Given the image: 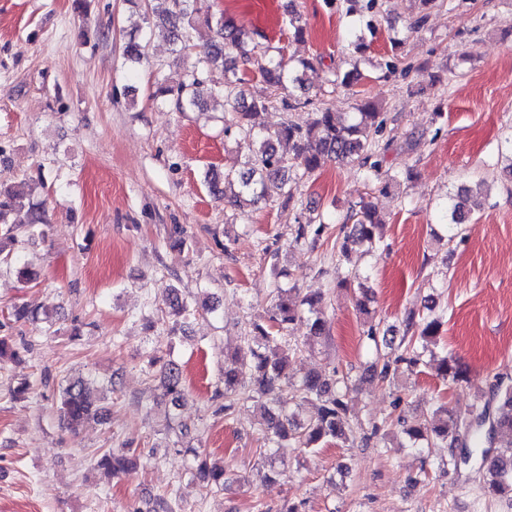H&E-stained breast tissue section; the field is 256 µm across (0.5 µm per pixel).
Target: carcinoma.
I'll return each mask as SVG.
<instances>
[{"instance_id":"1","label":"carcinoma","mask_w":512,"mask_h":512,"mask_svg":"<svg viewBox=\"0 0 512 512\" xmlns=\"http://www.w3.org/2000/svg\"><path fill=\"white\" fill-rule=\"evenodd\" d=\"M201 9V0H148L144 4L142 21L148 26L158 27L166 32V38L173 46V52L181 54L189 42L188 29L192 28L195 15ZM212 36L199 52L196 63L186 79L176 85L164 81L156 83L152 97L163 106H172L179 112L188 109L199 112L207 109L209 101L224 102V112L230 122L224 126V136H233L245 143L248 155L244 171L230 170L219 176L214 170L205 173V181L217 194L219 180L227 184L239 181L240 191L224 196V203L232 207L242 204L256 205L266 193L267 182H278L284 197V206H289L293 190L298 181L311 176L328 161L337 163H358L367 180L385 177L384 185L400 179L398 175H382L381 155L389 143L382 140L387 118L377 104L364 101L354 112L316 113L314 120L305 127L292 122L276 130L258 126L253 118L258 110H264L279 102L288 110L298 102L285 96V91L301 83L299 71L312 66L308 59L285 61L282 57L269 54L265 48L257 54L248 48L251 41L249 32L224 14L213 17ZM283 23L293 38L301 40L306 33L302 16L293 3L285 8ZM146 45L140 40L129 39L123 49V57L129 67V76L135 77L138 67L146 60ZM254 62L266 85V92L247 96L245 78L240 76V65ZM224 70V84L216 85L208 79L212 68ZM288 146V153L279 152V146ZM470 189L462 187L448 195L442 208V221L453 233L448 242H454L462 233L463 225L473 221L469 208ZM25 192L0 188V260L15 264L20 276L31 279L28 263L15 250L18 233L25 228L33 231L44 223L45 210L39 204L24 205L20 202ZM351 221L339 247V255L348 257L356 247L365 246L375 252L383 248L381 233L382 220L371 203L360 199L358 209L347 217ZM294 242L317 244L322 238L328 221L320 217L313 219L298 213L294 216ZM321 298L315 295L299 296L296 285L287 288L279 286L271 310L267 315L253 322L252 334L246 345L236 352L239 367L224 371V389L216 390V396L224 399V416L233 415L239 405L252 399H263L267 403L268 421L265 439L283 456L286 448L312 451L320 442L355 439V431L349 425L350 387L343 379L326 373L309 374L298 384L296 391L302 401L310 404L312 410L303 422H294L293 416L284 415L278 409L279 392L288 384L286 369L290 347L283 344L282 337L273 335V329H283L305 317L312 336L326 335L327 321L320 309ZM166 305L176 316L190 314L188 300L178 290L169 295ZM435 307L428 306L424 312L413 310L405 313L402 320L404 329L398 348L402 352L395 357L385 355L371 366L373 375L387 382L398 371V364L411 368L429 355L426 365L436 377L450 383L464 380L465 371L456 359L446 355L436 356L433 347L439 344L442 316L434 314ZM4 318L14 322L34 321L38 316L25 306L15 304L7 310ZM160 386L165 395L178 401L184 395L182 374L172 362L163 365L159 374ZM95 383L74 379L59 386L56 409L59 416L71 428L88 420L101 421L102 407L97 396ZM493 396L497 402V413L491 412V401H480L472 405L469 413L462 415L445 404L435 407L430 415V426L419 424L404 426L401 432L420 450L422 445H439L448 449V463L458 466L460 457L456 449L465 448L460 436L469 434L472 444L487 441L497 451L482 452L484 483L489 494L512 498V377L500 374L493 384ZM137 449L128 448L121 453L104 452L96 466L109 475L116 476L137 464ZM199 476L211 488L224 489V465L198 460Z\"/></svg>"}]
</instances>
